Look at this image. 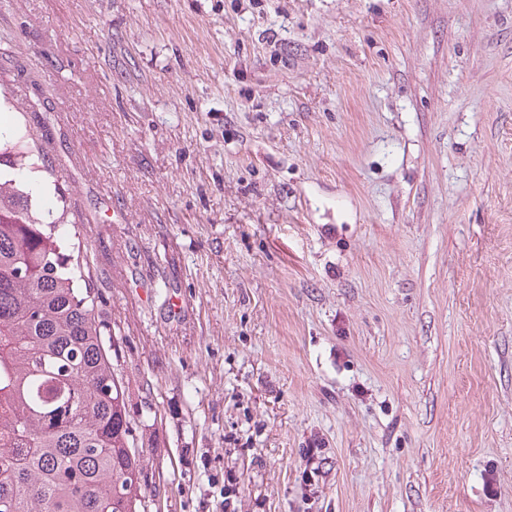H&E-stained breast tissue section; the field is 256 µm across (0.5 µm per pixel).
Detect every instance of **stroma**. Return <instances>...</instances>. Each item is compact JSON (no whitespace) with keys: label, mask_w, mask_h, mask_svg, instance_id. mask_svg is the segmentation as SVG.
Returning <instances> with one entry per match:
<instances>
[{"label":"stroma","mask_w":512,"mask_h":512,"mask_svg":"<svg viewBox=\"0 0 512 512\" xmlns=\"http://www.w3.org/2000/svg\"><path fill=\"white\" fill-rule=\"evenodd\" d=\"M145 512H512V0H0Z\"/></svg>","instance_id":"obj_1"}]
</instances>
